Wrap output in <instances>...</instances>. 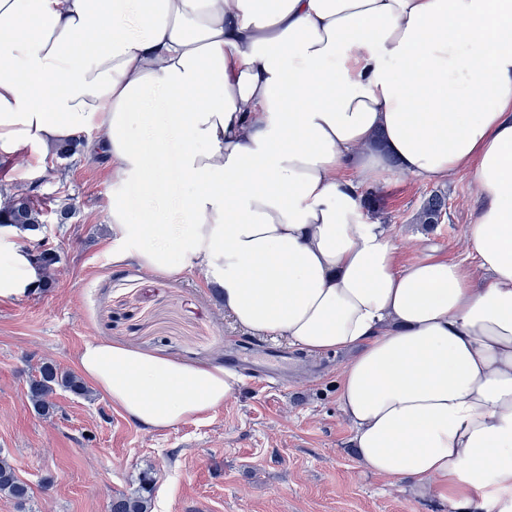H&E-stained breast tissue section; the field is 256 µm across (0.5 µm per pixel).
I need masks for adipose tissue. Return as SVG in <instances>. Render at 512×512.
Here are the masks:
<instances>
[{
	"mask_svg": "<svg viewBox=\"0 0 512 512\" xmlns=\"http://www.w3.org/2000/svg\"><path fill=\"white\" fill-rule=\"evenodd\" d=\"M92 130L113 263L199 270L252 334L353 351L339 405L359 466L448 512H512V0H0V158L41 169ZM172 143L176 199L158 180ZM392 166L470 174L471 262L399 264L363 204ZM41 278L0 228V299ZM78 368L148 430L241 384L104 342Z\"/></svg>",
	"mask_w": 512,
	"mask_h": 512,
	"instance_id": "adipose-tissue-1",
	"label": "adipose tissue"
}]
</instances>
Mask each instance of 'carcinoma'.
<instances>
[{"label": "carcinoma", "mask_w": 512, "mask_h": 512, "mask_svg": "<svg viewBox=\"0 0 512 512\" xmlns=\"http://www.w3.org/2000/svg\"><path fill=\"white\" fill-rule=\"evenodd\" d=\"M446 207V198L441 194L431 195L421 207L418 219L422 224L434 225L442 210ZM10 225L28 233L36 242L33 252L36 263L44 272V280L40 288L46 291L54 287L53 271L59 263L57 248L50 247L40 241L43 235L44 222L42 210L39 209L28 192L12 193L4 197L0 204V226ZM69 391L79 397L91 394L89 387L77 375L63 371L56 363L44 361L38 368V374L30 381L28 397L34 411L40 416L53 414L56 404L54 395L57 390ZM153 476L146 472L141 478L140 489L133 494H119L112 498L109 512H150ZM0 495L11 498L22 504L31 497V487L22 481L14 468L4 458H0Z\"/></svg>", "instance_id": "carcinoma-1"}]
</instances>
